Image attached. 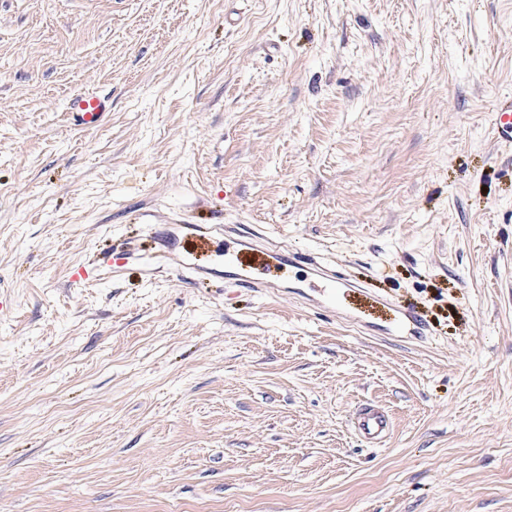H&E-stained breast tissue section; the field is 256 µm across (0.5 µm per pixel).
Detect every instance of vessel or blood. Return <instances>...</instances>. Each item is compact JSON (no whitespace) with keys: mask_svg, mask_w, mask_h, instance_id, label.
<instances>
[{"mask_svg":"<svg viewBox=\"0 0 512 512\" xmlns=\"http://www.w3.org/2000/svg\"><path fill=\"white\" fill-rule=\"evenodd\" d=\"M111 111L108 97L78 94L70 100L68 116L72 126L87 129L101 126ZM218 239L224 242V261L232 267L238 286L272 292L280 288L289 268L299 266L316 272L310 289L321 308H333L337 299L347 292L343 278L316 256L277 245L243 248L241 234L234 226L213 225L208 234L193 237V248L197 251L208 248ZM352 427L361 440L379 445L385 442L392 424L382 407L365 403L356 411Z\"/></svg>","mask_w":512,"mask_h":512,"instance_id":"1","label":"vessel or blood"}]
</instances>
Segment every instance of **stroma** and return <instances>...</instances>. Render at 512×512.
<instances>
[{
	"label": "stroma",
	"instance_id": "35a3bbf8",
	"mask_svg": "<svg viewBox=\"0 0 512 512\" xmlns=\"http://www.w3.org/2000/svg\"><path fill=\"white\" fill-rule=\"evenodd\" d=\"M507 105L512 0H0V512H512ZM70 124L83 129L101 126L112 111L110 99L102 95L77 94L70 99ZM241 237L236 226L215 224L210 228L209 235L190 238L193 249L189 254L206 249L215 240L223 238L224 261L234 270L231 273L235 275L237 286L256 288L261 292L278 291L289 268L299 266L307 273L314 270L318 274L317 279H310L312 283L309 288L321 308L332 309L336 300L347 292L366 297L359 288L354 291L346 288L344 279L336 275L331 265L323 264L311 253L288 252V249L273 244L266 247L250 244L251 247L245 249L240 247L245 242ZM346 296L350 297L351 294L347 293ZM352 427L361 440L380 445L390 434L392 424L388 413L382 407L364 403L356 411Z\"/></svg>",
	"mask_w": 512,
	"mask_h": 512
}]
</instances>
